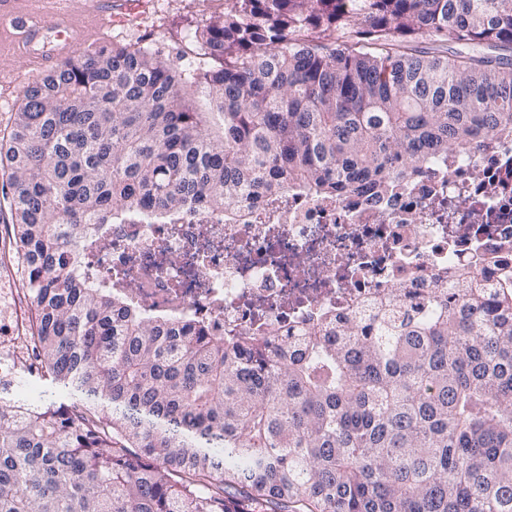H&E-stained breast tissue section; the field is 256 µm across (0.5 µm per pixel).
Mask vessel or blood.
<instances>
[{"mask_svg":"<svg viewBox=\"0 0 512 512\" xmlns=\"http://www.w3.org/2000/svg\"><path fill=\"white\" fill-rule=\"evenodd\" d=\"M15 0H0V31H16L35 73L57 69L71 55L75 33L71 27L73 0H29L26 12Z\"/></svg>","mask_w":512,"mask_h":512,"instance_id":"obj_1","label":"vessel or blood"}]
</instances>
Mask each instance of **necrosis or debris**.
I'll list each match as a JSON object with an SVG mask.
<instances>
[{"mask_svg":"<svg viewBox=\"0 0 512 512\" xmlns=\"http://www.w3.org/2000/svg\"><path fill=\"white\" fill-rule=\"evenodd\" d=\"M92 262L146 312L212 336H282L395 288L420 296L451 268L512 269V139L485 136L386 195L291 189L172 223L110 225Z\"/></svg>","mask_w":512,"mask_h":512,"instance_id":"obj_1","label":"necrosis or debris"}]
</instances>
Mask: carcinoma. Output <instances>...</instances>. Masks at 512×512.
Returning <instances> with one entry per match:
<instances>
[{"label": "carcinoma", "mask_w": 512, "mask_h": 512, "mask_svg": "<svg viewBox=\"0 0 512 512\" xmlns=\"http://www.w3.org/2000/svg\"><path fill=\"white\" fill-rule=\"evenodd\" d=\"M194 38L191 69L142 42L79 52L0 141L28 373L69 399H12L0 374V512H512V271L219 344L86 261L96 228L145 209L379 196L511 138L512 0H224ZM450 41L489 53L439 54Z\"/></svg>", "instance_id": "cac0c4a2"}]
</instances>
